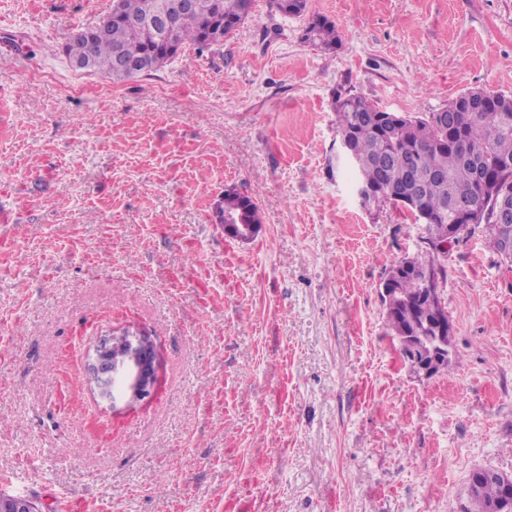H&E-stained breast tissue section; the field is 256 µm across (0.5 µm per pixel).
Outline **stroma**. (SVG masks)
Returning a JSON list of instances; mask_svg holds the SVG:
<instances>
[{"mask_svg": "<svg viewBox=\"0 0 512 512\" xmlns=\"http://www.w3.org/2000/svg\"><path fill=\"white\" fill-rule=\"evenodd\" d=\"M112 0H0V494L38 512H448L512 475V268L444 259L447 370L413 373L380 291L421 225L367 213L332 100L432 112L512 93V0H268L209 49L112 83L63 47ZM335 23L325 51L301 35ZM81 93H73L74 85ZM259 205L227 236L229 187ZM159 354L151 400L83 380L110 328ZM314 29V38L313 44L318 45L321 48L326 50H331L336 47V43L338 42V35L336 32V26L333 22L329 21L324 17L316 16L313 18L312 22L309 23L308 27L305 29L313 30ZM304 31V34H305ZM304 34L302 36V40L306 42L304 38ZM222 206L217 207L220 224H224V231L240 241L252 239L261 224V215L255 198L244 190L231 187L224 191V214L234 217L237 224L227 215L222 216ZM259 224V225H258Z\"/></svg>", "mask_w": 512, "mask_h": 512, "instance_id": "1", "label": "stroma"}]
</instances>
